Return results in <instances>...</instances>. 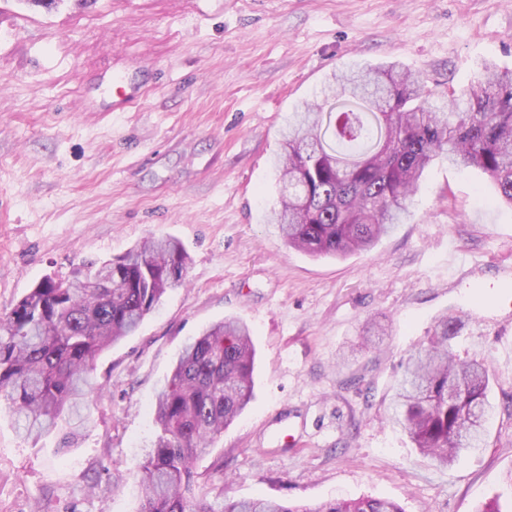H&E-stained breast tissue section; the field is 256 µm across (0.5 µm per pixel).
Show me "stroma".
Segmentation results:
<instances>
[{"mask_svg":"<svg viewBox=\"0 0 512 512\" xmlns=\"http://www.w3.org/2000/svg\"><path fill=\"white\" fill-rule=\"evenodd\" d=\"M512 68V0H0V315L39 281L148 237L190 256L134 335L102 352L83 429L32 441L0 403V512H137L155 397L184 345L250 328L253 399L196 461L227 498L363 496L404 512H512V207L479 170L437 160L405 223L367 252L287 247L280 132L333 74L397 64L437 92ZM136 99L113 108L115 81ZM469 256L479 269L450 264ZM489 364L486 446L440 467L389 422L403 365L443 315Z\"/></svg>","mask_w":512,"mask_h":512,"instance_id":"35a3bbf8","label":"stroma"}]
</instances>
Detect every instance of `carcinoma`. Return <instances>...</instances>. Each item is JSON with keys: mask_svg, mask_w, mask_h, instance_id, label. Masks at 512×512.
<instances>
[{"mask_svg": "<svg viewBox=\"0 0 512 512\" xmlns=\"http://www.w3.org/2000/svg\"><path fill=\"white\" fill-rule=\"evenodd\" d=\"M481 70L474 84L441 94L395 65L335 76L333 95L288 120L273 216L284 242L315 258L373 247L408 216L436 158L480 169L512 206V69L485 61ZM188 262L178 240L148 238L110 261L46 277L0 316V399L26 436L81 419L82 404L103 389L96 358L182 286ZM458 334L456 318H439L393 397L392 421L443 467L481 448L492 412L488 366L455 354ZM255 356L248 327L232 318L184 346L156 394L159 432L140 468L137 512H404L385 498L311 506L209 497L193 462L249 404Z\"/></svg>", "mask_w": 512, "mask_h": 512, "instance_id": "cac0c4a2", "label": "carcinoma"}]
</instances>
